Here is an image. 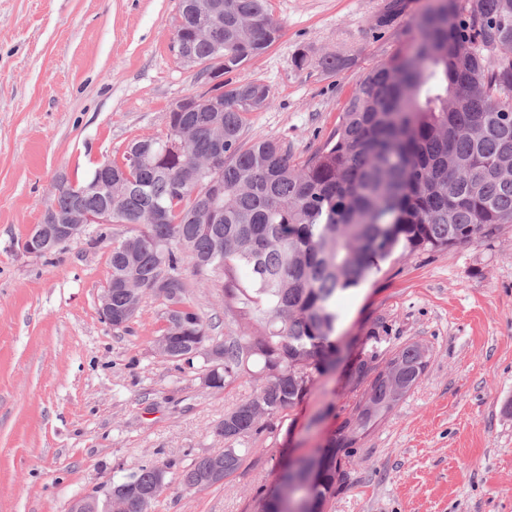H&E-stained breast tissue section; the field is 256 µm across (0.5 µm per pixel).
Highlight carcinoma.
<instances>
[{"instance_id":"carcinoma-1","label":"carcinoma","mask_w":512,"mask_h":512,"mask_svg":"<svg viewBox=\"0 0 512 512\" xmlns=\"http://www.w3.org/2000/svg\"><path fill=\"white\" fill-rule=\"evenodd\" d=\"M400 14V0H387L374 29L406 34ZM179 17L176 36L191 44L210 80L222 79L224 103L171 112L165 135L147 147L133 141L112 161V200L66 182L55 186L52 203L63 212L110 203L112 223L133 226L131 236L112 241V312L133 308L112 318V328L127 327L164 281L162 335L171 359L191 367L196 346L215 344L220 359H203L206 387L255 378L254 393L218 427L228 446L182 471L185 489L203 490L215 463H224L226 478L238 471L259 420L293 406L313 373L333 362L337 293L364 282L399 247L413 254L471 244L512 224V0H429L411 49L364 77L336 128L301 160L279 142L243 139L246 115L269 107L272 93L261 81L230 77L279 39L269 0H180ZM353 62L326 54L318 67L333 75ZM186 127L197 135L194 145H173ZM215 132L224 134V160L210 167ZM141 146L146 162L130 164L128 154ZM158 205L168 222L147 223ZM187 257L196 276L221 270L242 335L211 336L188 304ZM429 352L420 342L397 349L328 447L285 472L288 502L276 486L259 512H304L312 499L328 504L342 458L417 383ZM170 468L148 463L112 489L128 498L129 512H149L152 501L139 493L166 483Z\"/></svg>"}]
</instances>
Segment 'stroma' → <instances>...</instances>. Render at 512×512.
Segmentation results:
<instances>
[{
    "label": "stroma",
    "instance_id": "stroma-1",
    "mask_svg": "<svg viewBox=\"0 0 512 512\" xmlns=\"http://www.w3.org/2000/svg\"><path fill=\"white\" fill-rule=\"evenodd\" d=\"M383 0H269L279 40L236 73L273 102L243 136L309 156L376 64L408 37L371 26ZM179 0H0V512H66L151 462H170L151 512H257L287 462L324 447L392 351L420 341L428 365L393 413L343 461L328 512H512V224L476 243L381 261L336 298V356L306 394L261 420L242 467L185 490L180 474L224 449L216 431L250 396L246 377L206 388L202 361L158 354L160 299L145 295L127 328L103 321L110 240L81 237L48 258L19 244L40 223L58 175L86 180L137 138L161 136L179 99L201 90L173 51ZM311 65L298 70L297 52ZM351 68L326 76L328 53ZM211 335H239L216 274L187 277Z\"/></svg>",
    "mask_w": 512,
    "mask_h": 512
}]
</instances>
